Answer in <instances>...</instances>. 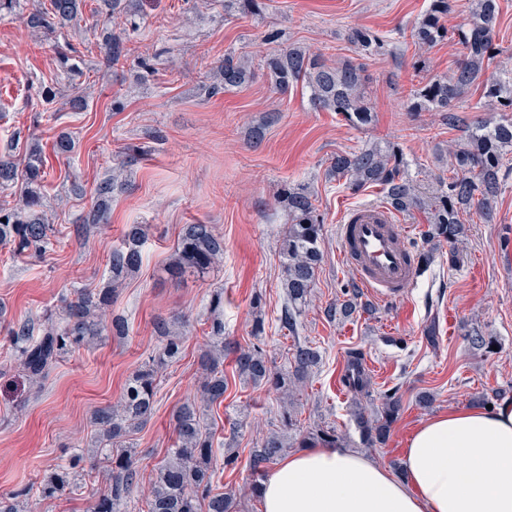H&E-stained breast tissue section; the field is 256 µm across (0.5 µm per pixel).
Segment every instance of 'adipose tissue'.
Returning <instances> with one entry per match:
<instances>
[{"mask_svg":"<svg viewBox=\"0 0 512 512\" xmlns=\"http://www.w3.org/2000/svg\"><path fill=\"white\" fill-rule=\"evenodd\" d=\"M260 494L264 512H512V403L422 422L396 471L343 448L305 449Z\"/></svg>","mask_w":512,"mask_h":512,"instance_id":"adipose-tissue-1","label":"adipose tissue"}]
</instances>
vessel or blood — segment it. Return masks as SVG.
Instances as JSON below:
<instances>
[{"label":"vessel or blood","mask_w":512,"mask_h":512,"mask_svg":"<svg viewBox=\"0 0 512 512\" xmlns=\"http://www.w3.org/2000/svg\"><path fill=\"white\" fill-rule=\"evenodd\" d=\"M343 260L362 287L382 297L410 287L416 268L400 224L389 208L370 205L349 210L340 226Z\"/></svg>","instance_id":"obj_1"}]
</instances>
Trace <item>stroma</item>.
Wrapping results in <instances>:
<instances>
[{
    "label": "stroma",
    "instance_id": "1",
    "mask_svg": "<svg viewBox=\"0 0 512 512\" xmlns=\"http://www.w3.org/2000/svg\"><path fill=\"white\" fill-rule=\"evenodd\" d=\"M430 0H262L263 13H243L232 0H140L138 27L127 45L131 58L108 66L93 35L99 0H86L81 16L65 30L80 52L76 82L64 79L55 41L26 25L31 0L0 17V152L16 134L35 135L44 151V209L56 234L40 259L17 260L0 248V306L5 322L39 321L59 308L75 288L95 290L108 281L107 260L131 224L147 227L139 273L119 287L113 314L128 323L125 338L103 335L91 349L60 359L42 386L30 383L13 346L0 334V494L37 486L54 465L93 444L91 416L116 402L125 382L159 345L158 318L185 317L181 358L158 376L152 415L129 434L139 465L150 470L173 445L172 416L198 392L199 356L208 338L211 291H224V376L222 404L207 409L205 423L216 450L238 456L232 469L217 472L216 492L240 491L249 481V459L269 433L283 431L280 394L240 379L238 348L259 344L272 366L285 370L296 343L316 348L320 362L295 394L301 430L333 427L341 447L368 452L393 466L419 423L451 407H469L483 393L512 399V170L502 183L492 218L463 214L467 235L459 242L457 265L448 263L447 244L427 245L423 211L398 214L413 251L431 249L433 259L413 287L370 301L347 319L328 320L324 310L341 300L356 274L342 259L339 224L350 209L384 203L381 187L351 192L328 180L333 155L372 144L399 145L410 177L428 186L448 176L453 159L437 148L458 142L438 114L413 112L406 95L418 84L411 64L423 54L427 71L444 75L459 55L443 42L419 52L409 32ZM369 27L387 36L396 57L367 60L372 125L358 129L333 112L314 110L309 94L294 88L275 93L263 75L248 85L208 94L211 69L230 51L261 59L270 47L266 31L335 60L352 55L347 34ZM149 58L145 72L136 57ZM56 87L57 101L44 110L39 91ZM83 95L84 109L69 100ZM260 126V143L248 138ZM69 132L76 146L60 155L54 143ZM122 189L112 196L108 224L85 236L78 219L91 206V191L113 168ZM304 185L324 217L323 262L296 332L281 316L288 303L283 288L280 243L287 228L285 189ZM211 224L224 237V257L200 278L177 282L164 272L184 225ZM492 337L496 354L473 348L469 334ZM361 352L371 375L370 399L380 403L397 392L401 410L388 441L365 448L356 427L352 393L342 385L349 352ZM432 394L429 405L419 393ZM103 459L84 464L78 490L53 500L30 497L32 512H89L100 483Z\"/></svg>",
    "mask_w": 512,
    "mask_h": 512
}]
</instances>
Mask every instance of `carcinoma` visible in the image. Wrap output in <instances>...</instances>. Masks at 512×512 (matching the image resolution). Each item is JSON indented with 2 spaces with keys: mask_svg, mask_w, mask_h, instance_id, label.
I'll return each mask as SVG.
<instances>
[{
  "mask_svg": "<svg viewBox=\"0 0 512 512\" xmlns=\"http://www.w3.org/2000/svg\"><path fill=\"white\" fill-rule=\"evenodd\" d=\"M83 0H49V6H38L27 16V23L47 35H54L81 13ZM94 28L100 31L106 62L116 65L127 59L128 50L122 33L115 30L116 15L132 17L128 0H103ZM456 0H431L429 9L412 28L411 38L419 48H432L448 41L463 48L455 68L447 75H433L427 81L411 87L409 108L413 112H439L442 121L452 128L465 130L463 143L454 151L451 176L438 177L428 192L420 190L405 172L403 153L391 145H371L353 152H339L331 160L327 176L359 189L366 185L382 187L385 202L400 213L423 209L428 213L425 237L430 241L456 243L465 234L461 216L473 209L487 218L492 217L498 198L502 169L512 154V118L492 126L468 123L455 113V104L475 86L483 89L485 98L512 112V68L490 70L499 54L496 47L499 0H469L463 21L450 29L446 18L456 11ZM278 32L266 34V41L276 49L260 63L273 90L285 95L296 86L308 90L309 100L318 111L334 112L348 125L357 128L372 124L374 115L368 100L365 64L362 59L393 55L383 36L369 28L350 29L347 40L355 56L330 60L297 44H280ZM73 45H56L60 67L68 75L78 73L71 63ZM253 60L245 52L224 55L215 68L209 93L217 94L240 88L255 78ZM45 178L42 148L36 140L28 141L25 153L16 159L10 154L0 156V188L21 185L18 203L9 207L0 204V246L13 254L41 257L47 252L53 225L44 213L41 184ZM121 186L119 175L97 183L92 190L93 204L81 215L79 222L87 228H98L109 222L112 194ZM288 213V228L281 241L284 258V288L288 307L282 322L293 333L297 329V314L307 302L322 261L320 240L324 219L314 204L312 195L302 185L288 188L284 195ZM146 232L141 224H132L121 246L109 256V279L96 292L77 288L73 297H63L62 313L48 316L44 322L15 323L8 336L17 353V361L34 384H42L59 358L89 348L105 330V309L114 302L117 289L139 271L142 265L141 247ZM224 255V239L210 224L185 226L167 275L177 281L197 276L211 269ZM347 299L325 309L331 320L347 318L355 311L362 292L357 285L345 291ZM209 322L207 348L200 356L202 370L200 394L184 402L175 414V441L167 458L151 471L147 496V512H234L235 499L213 489L216 471L236 464L237 456L229 450L218 455L210 433L201 424L202 409L224 401L227 383L224 380V291L214 290L208 304ZM185 326L178 318L155 323L161 347L148 364L127 379L123 395L116 404L93 414L98 437L93 456L103 455L109 463L103 487L97 492L93 512H128L127 500L131 488L143 479L136 451L128 446L112 454V444L122 438L130 427L147 421L154 407L159 373L182 353V332L175 325ZM40 331L39 339H33ZM293 365L283 372L274 370L263 350L257 346L241 348L236 356L238 376L255 384H267L287 399H292V383L303 382L319 360V352L297 344L292 353ZM342 382L350 390L363 392L369 380L362 354L348 355ZM400 409L395 392L383 396L380 407L372 412L355 407V420L363 443L372 448L389 435ZM288 443L284 437L271 433L259 447L251 450L249 490L259 496L267 468L284 455ZM85 450L74 453L68 463L49 470L37 487L43 499H54L65 491H75L83 477ZM28 493L23 490L7 497L0 496V512H21L26 508Z\"/></svg>",
  "mask_w": 512,
  "mask_h": 512,
  "instance_id": "obj_1",
  "label": "carcinoma"
}]
</instances>
